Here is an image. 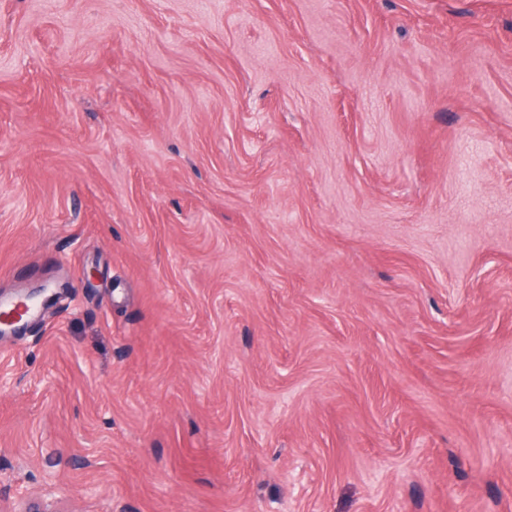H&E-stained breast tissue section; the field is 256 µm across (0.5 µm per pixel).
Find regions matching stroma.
Here are the masks:
<instances>
[{
  "mask_svg": "<svg viewBox=\"0 0 512 512\" xmlns=\"http://www.w3.org/2000/svg\"><path fill=\"white\" fill-rule=\"evenodd\" d=\"M47 282L7 512H512V0H0Z\"/></svg>",
  "mask_w": 512,
  "mask_h": 512,
  "instance_id": "1",
  "label": "stroma"
}]
</instances>
